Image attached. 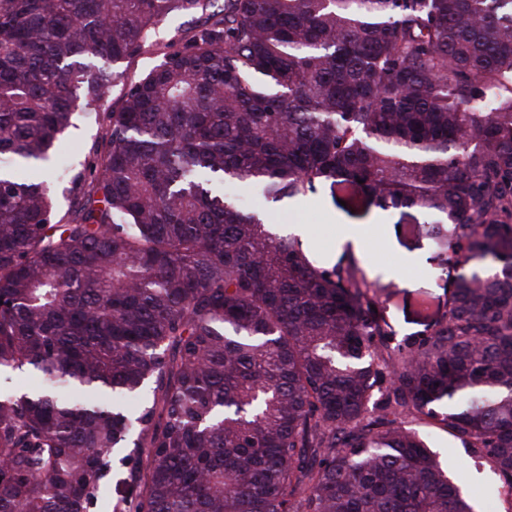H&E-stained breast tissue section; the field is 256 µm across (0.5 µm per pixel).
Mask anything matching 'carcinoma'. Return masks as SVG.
Here are the masks:
<instances>
[{
	"label": "carcinoma",
	"instance_id": "cac0c4a2",
	"mask_svg": "<svg viewBox=\"0 0 512 512\" xmlns=\"http://www.w3.org/2000/svg\"><path fill=\"white\" fill-rule=\"evenodd\" d=\"M199 13L57 216L21 170ZM235 183L351 187L482 267L393 345L357 258ZM2 373L35 386L0 394V512H473L407 415L512 497V0H0ZM192 26L187 18H169L139 55L122 64L120 70L124 71V80L137 78L160 64L163 54L171 50L175 41L185 36Z\"/></svg>",
	"mask_w": 512,
	"mask_h": 512
}]
</instances>
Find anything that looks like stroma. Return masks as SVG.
<instances>
[{
  "label": "stroma",
  "mask_w": 512,
  "mask_h": 512,
  "mask_svg": "<svg viewBox=\"0 0 512 512\" xmlns=\"http://www.w3.org/2000/svg\"><path fill=\"white\" fill-rule=\"evenodd\" d=\"M191 26L186 18H169L139 55L122 64L125 78L139 77L160 64L164 53ZM119 96V90H112L88 115L79 117L58 150L56 165L47 170L32 169L30 179L59 181L62 170L58 164L62 161L67 164L64 171L68 175H90L95 154L104 143V115L117 109ZM347 197L346 190L333 193L320 186L298 203L271 208L270 213L282 229L303 226L310 250L326 264L335 263L351 250L343 241L345 228H359L362 246L351 251L363 262L369 278L380 280L383 286L381 299L395 341L426 334L448 298L456 269H440L431 240L419 230L425 216L408 209L380 214L347 205ZM409 424L426 437L450 479L470 498L475 512H486L493 499L499 502V512H512V499L501 497L498 477L485 459L451 441L438 427L415 418Z\"/></svg>",
  "instance_id": "1"
}]
</instances>
